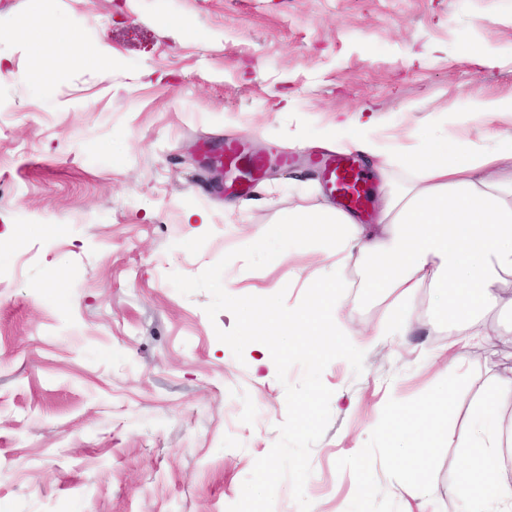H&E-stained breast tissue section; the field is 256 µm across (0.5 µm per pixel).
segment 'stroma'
Returning a JSON list of instances; mask_svg holds the SVG:
<instances>
[{
  "label": "stroma",
  "instance_id": "stroma-1",
  "mask_svg": "<svg viewBox=\"0 0 512 512\" xmlns=\"http://www.w3.org/2000/svg\"><path fill=\"white\" fill-rule=\"evenodd\" d=\"M29 7L0 0V512H227L279 437L285 389L275 364L256 367V344L238 360L218 340L231 312L209 318L210 295L183 296L168 274L198 275L327 198L320 152L289 140L295 125L314 139L364 110L408 139L474 96L511 94L512 0H43L55 28L17 37ZM474 48L499 65H478ZM228 139L295 158L245 183L237 197L254 205L231 216L197 152ZM192 209L207 223H185ZM282 257L257 270L234 259L225 290L309 298L322 254ZM368 265H350L338 291L356 333L402 299L365 288ZM404 299L409 335L367 352L362 374L343 359L322 374L331 421L305 485L317 512H402L381 424L446 386L448 430L462 433L512 368L511 309L488 317L501 349L450 372L429 289ZM460 462L438 449L435 512H456ZM363 480L372 495H356Z\"/></svg>",
  "mask_w": 512,
  "mask_h": 512
}]
</instances>
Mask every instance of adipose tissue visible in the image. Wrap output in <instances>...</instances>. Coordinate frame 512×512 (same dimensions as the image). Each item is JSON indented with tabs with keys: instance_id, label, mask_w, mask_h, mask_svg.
<instances>
[{
	"instance_id": "adipose-tissue-1",
	"label": "adipose tissue",
	"mask_w": 512,
	"mask_h": 512,
	"mask_svg": "<svg viewBox=\"0 0 512 512\" xmlns=\"http://www.w3.org/2000/svg\"><path fill=\"white\" fill-rule=\"evenodd\" d=\"M512 115V94L475 97L449 111L446 125L459 130L447 140L437 133L417 136L406 145L378 136L374 119L362 114L337 122L318 141L319 147L355 153L386 165L400 159L413 176L401 184L383 181L373 223L325 203L288 212L279 233L295 251L319 245L329 265L322 287H342L355 258L371 260L366 285L374 291L414 293L433 290L438 312L448 321V367L456 369L475 350L491 342L485 316L505 300L498 284L512 275V135L475 140L465 134L473 123H490ZM340 307L322 296L297 307L269 304L251 307L253 329L318 350L346 335ZM452 401L443 391L430 405L400 415L390 430L400 450L397 463L406 493L427 505L435 492L433 456L449 441L443 425ZM512 402V376L496 379L474 407L470 430L457 437L465 459L457 480L460 512H512V417L500 413ZM494 496H487V486Z\"/></svg>"
}]
</instances>
